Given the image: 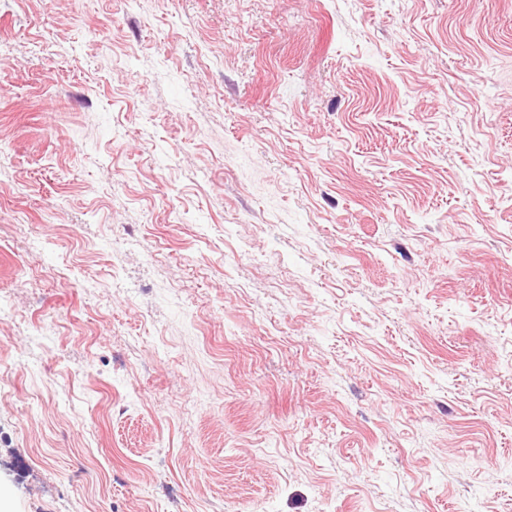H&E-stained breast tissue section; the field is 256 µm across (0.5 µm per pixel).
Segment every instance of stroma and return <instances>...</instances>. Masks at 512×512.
<instances>
[{"label":"stroma","instance_id":"35a3bbf8","mask_svg":"<svg viewBox=\"0 0 512 512\" xmlns=\"http://www.w3.org/2000/svg\"><path fill=\"white\" fill-rule=\"evenodd\" d=\"M0 512H512V0H0Z\"/></svg>","mask_w":512,"mask_h":512}]
</instances>
